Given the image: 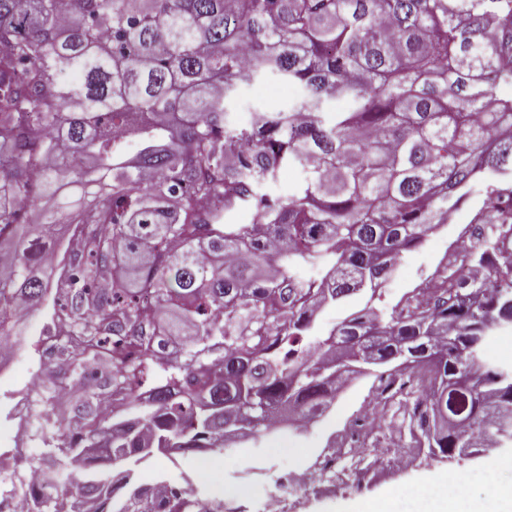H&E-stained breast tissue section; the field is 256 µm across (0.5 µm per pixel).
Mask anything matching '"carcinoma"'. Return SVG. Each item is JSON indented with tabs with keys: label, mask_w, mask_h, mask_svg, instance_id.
<instances>
[{
	"label": "carcinoma",
	"mask_w": 512,
	"mask_h": 512,
	"mask_svg": "<svg viewBox=\"0 0 512 512\" xmlns=\"http://www.w3.org/2000/svg\"><path fill=\"white\" fill-rule=\"evenodd\" d=\"M0 344L47 293L42 240L74 225L59 316L80 337L76 383L132 411L111 421L82 390L51 413L72 467L139 462L312 423L348 374L432 386L406 404L432 451L512 441V366L486 360L512 325V250L494 227L424 316L370 306L313 334L316 312L380 287L479 174L512 168V0H0ZM271 75L304 99L235 126L224 102ZM348 108L332 123L324 104ZM297 171L289 195L272 192ZM41 209L45 222L20 214ZM485 205L512 224V197ZM248 208L252 224L226 216ZM29 491L31 512H154L136 483ZM170 491L163 512H201Z\"/></svg>",
	"instance_id": "obj_1"
}]
</instances>
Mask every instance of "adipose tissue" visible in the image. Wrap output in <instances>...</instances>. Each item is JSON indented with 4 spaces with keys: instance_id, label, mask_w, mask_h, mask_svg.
I'll return each instance as SVG.
<instances>
[{
    "instance_id": "obj_1",
    "label": "adipose tissue",
    "mask_w": 512,
    "mask_h": 512,
    "mask_svg": "<svg viewBox=\"0 0 512 512\" xmlns=\"http://www.w3.org/2000/svg\"><path fill=\"white\" fill-rule=\"evenodd\" d=\"M411 498L412 512H512V484L496 486L483 498H468L459 496L444 474L422 480Z\"/></svg>"
}]
</instances>
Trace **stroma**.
<instances>
[{
    "label": "stroma",
    "mask_w": 512,
    "mask_h": 512,
    "mask_svg": "<svg viewBox=\"0 0 512 512\" xmlns=\"http://www.w3.org/2000/svg\"><path fill=\"white\" fill-rule=\"evenodd\" d=\"M302 97L299 87L267 76L241 87L227 100L226 110L234 124L245 125L253 112L284 110ZM445 248L441 234L430 233L420 246L403 253L382 284L379 298H371L369 292L361 291L343 303L324 307L316 318L317 331L328 332L345 317L368 305L379 308L396 305L403 294L426 277ZM15 369L16 385L0 389V429L16 430L25 446L19 459V472L41 469L53 479L49 493L60 492L68 487L73 473L60 469L56 456L49 451L50 444L57 440V432L43 423V404L30 399L27 375L35 373L39 391L49 393L52 405L65 411L71 410L74 404L73 376L65 371L60 358L40 359L33 344L18 355ZM376 385L373 375H352L345 392L303 432L280 430L209 450L213 478L207 487L195 488L194 458L190 455L174 459L155 454L137 466L136 475L144 482L159 479L195 488L197 498L206 503L228 496L236 512H265L272 496L279 499L282 512H336L341 502L384 495L403 502L408 500L414 485L432 473H472L467 493L478 497L488 493L492 484L512 483V442L503 441L486 452L444 460L432 455L427 447L415 446L406 401L402 398L384 404V424L363 450L347 458L336 472L317 474L315 468L321 453L338 447L347 426L377 401ZM403 445L414 447V455L406 464L392 466V457ZM295 465L313 469L309 488L297 490L278 484L279 474Z\"/></svg>",
    "instance_id": "stroma-1"
}]
</instances>
